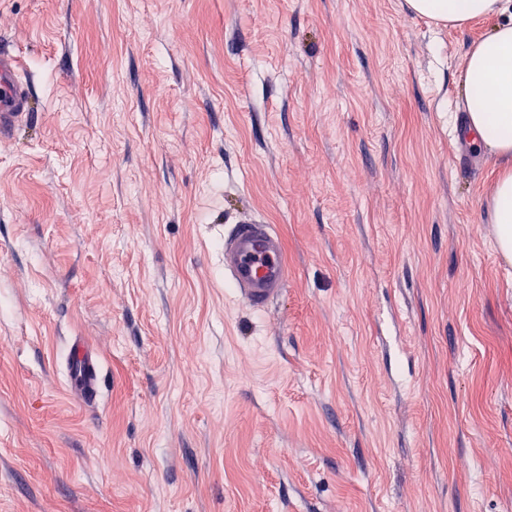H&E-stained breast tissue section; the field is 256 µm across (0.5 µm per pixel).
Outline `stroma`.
<instances>
[{
  "instance_id": "obj_1",
  "label": "stroma",
  "mask_w": 512,
  "mask_h": 512,
  "mask_svg": "<svg viewBox=\"0 0 512 512\" xmlns=\"http://www.w3.org/2000/svg\"><path fill=\"white\" fill-rule=\"evenodd\" d=\"M494 24L0 0L33 96L0 140V512H512L506 161L455 162ZM245 209L286 245L262 310L224 278ZM492 223L497 225L498 251L512 261V172L504 171L498 178L490 200ZM98 368L97 351L83 341H75L68 354V385L83 401H92L97 397Z\"/></svg>"
}]
</instances>
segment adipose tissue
<instances>
[{"mask_svg":"<svg viewBox=\"0 0 512 512\" xmlns=\"http://www.w3.org/2000/svg\"><path fill=\"white\" fill-rule=\"evenodd\" d=\"M410 11L443 25L497 18L468 53L464 70V131L473 146L512 158V0H407ZM498 251L512 261V172L498 178L490 200Z\"/></svg>","mask_w":512,"mask_h":512,"instance_id":"ef3b65f1","label":"adipose tissue"}]
</instances>
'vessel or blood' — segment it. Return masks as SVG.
<instances>
[{
    "mask_svg": "<svg viewBox=\"0 0 512 512\" xmlns=\"http://www.w3.org/2000/svg\"><path fill=\"white\" fill-rule=\"evenodd\" d=\"M22 63L12 51H0V139L8 137L28 115L30 88L21 78ZM224 275L240 299L261 310L288 283L285 246L265 219H238L224 237ZM99 356L84 342H74L67 361L68 385L81 400L97 397Z\"/></svg>",
    "mask_w": 512,
    "mask_h": 512,
    "instance_id": "obj_1",
    "label": "vessel or blood"
}]
</instances>
